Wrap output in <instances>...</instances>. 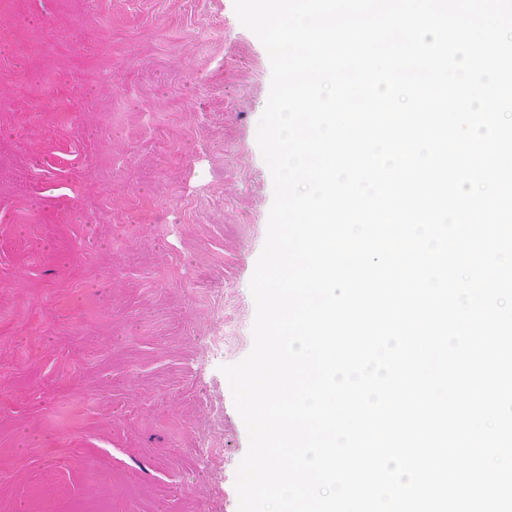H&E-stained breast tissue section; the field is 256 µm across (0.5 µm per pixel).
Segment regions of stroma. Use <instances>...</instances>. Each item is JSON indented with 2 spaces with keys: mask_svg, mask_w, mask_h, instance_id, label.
I'll return each instance as SVG.
<instances>
[{
  "mask_svg": "<svg viewBox=\"0 0 512 512\" xmlns=\"http://www.w3.org/2000/svg\"><path fill=\"white\" fill-rule=\"evenodd\" d=\"M270 85L234 0H0V512H238Z\"/></svg>",
  "mask_w": 512,
  "mask_h": 512,
  "instance_id": "1",
  "label": "stroma"
}]
</instances>
